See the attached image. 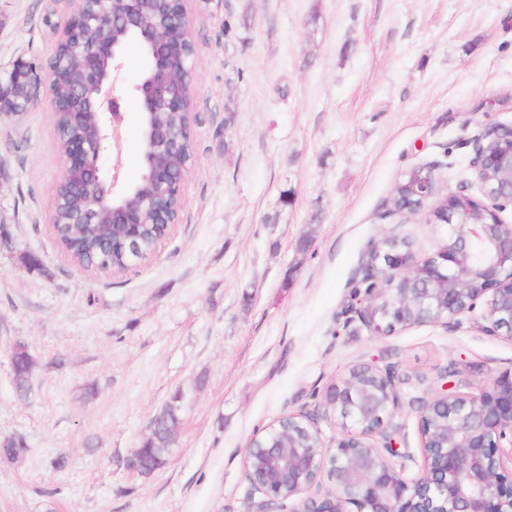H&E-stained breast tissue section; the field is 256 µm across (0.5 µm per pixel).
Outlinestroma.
Wrapping results in <instances>:
<instances>
[{
	"instance_id": "stroma-1",
	"label": "stroma",
	"mask_w": 512,
	"mask_h": 512,
	"mask_svg": "<svg viewBox=\"0 0 512 512\" xmlns=\"http://www.w3.org/2000/svg\"><path fill=\"white\" fill-rule=\"evenodd\" d=\"M198 55L194 165L181 222L116 277L81 273L50 226L63 158L47 100L0 118V512H252L244 451L286 414L341 432L323 391L362 364L400 378L395 437L424 466L412 400L471 396L512 370V340L480 312L456 327L375 336L350 311L368 248L391 233L420 255L447 227L390 215L397 184L432 165L441 193L480 189L473 136L512 125V0H187ZM67 0H0V75L48 60ZM122 176L141 168L140 109L122 101ZM36 256L41 269L21 262ZM37 361L17 399L9 353ZM177 400L165 464L126 468ZM69 465L53 469L52 458ZM29 452L26 438L13 434L0 438V460L8 463L20 462Z\"/></svg>"
}]
</instances>
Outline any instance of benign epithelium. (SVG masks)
Wrapping results in <instances>:
<instances>
[{
	"mask_svg": "<svg viewBox=\"0 0 512 512\" xmlns=\"http://www.w3.org/2000/svg\"><path fill=\"white\" fill-rule=\"evenodd\" d=\"M73 9L54 25L57 42L44 68L15 61L0 78V116L20 119L44 93L52 114L65 112L70 124L93 126L90 136H72L60 184L86 201L72 220L88 228L105 213L106 244L136 235L145 214L158 224H178L172 208L182 206L183 187L193 166L192 132L156 126L148 141L147 172L137 188L118 186L103 158L119 149L120 100L113 74L125 57L117 36L134 32L148 53L146 78L132 87L141 115L191 113L190 84L197 46L188 28L186 9L157 24L141 17L148 0H70ZM78 58L70 95L57 96V78L67 69V55ZM29 105L18 106L19 91ZM185 154L177 173L162 162ZM469 167L482 198L459 190L438 200L435 166L410 170L396 188L390 214L407 219L430 209L448 226V244L432 256H420L411 244L386 235L365 254L361 274L366 284L361 322L376 336L423 324L457 326L461 317L482 306L481 330L512 340V224L500 212L512 205V126H496L473 139ZM501 173L489 188L485 176ZM399 381L393 371L361 365L329 385L322 399L342 432L334 444L324 442L314 419L301 414L280 417L271 426H288V445L266 436L245 448V474L262 494L253 512L294 501L291 512H512V371L487 382L476 396L434 392L419 399L418 422L425 466L408 478L394 459L402 452L392 443ZM330 485L316 495H308Z\"/></svg>",
	"mask_w": 512,
	"mask_h": 512,
	"instance_id": "obj_1",
	"label": "benign epithelium"
}]
</instances>
